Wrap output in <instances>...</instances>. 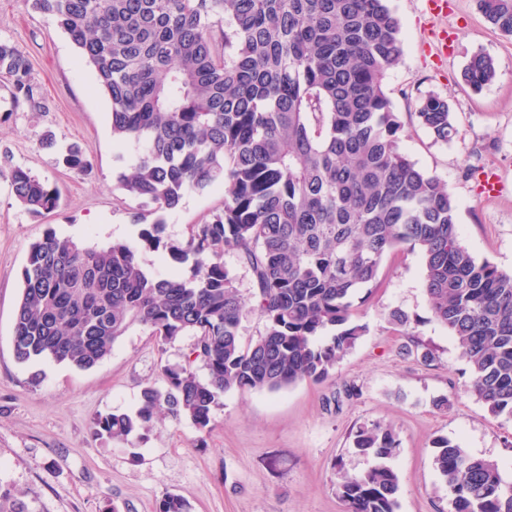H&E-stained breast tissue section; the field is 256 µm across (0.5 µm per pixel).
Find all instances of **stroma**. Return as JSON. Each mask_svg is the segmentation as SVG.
I'll list each match as a JSON object with an SVG mask.
<instances>
[{"mask_svg": "<svg viewBox=\"0 0 512 512\" xmlns=\"http://www.w3.org/2000/svg\"><path fill=\"white\" fill-rule=\"evenodd\" d=\"M402 23L404 56L386 78V92L405 127L403 152L447 183L458 202L465 247L480 260L512 272V36L493 29L476 0H448L446 13H427L425 0H391ZM448 49L439 52V38ZM0 39L31 65L46 102L42 111L12 109L0 98V491L26 512H157L169 494L191 512H344L336 471H367L349 433L365 421L390 425L398 448L390 460L400 479L398 512H450L448 491L433 463L436 438L472 456L497 460L512 483V421L493 416L467 390L469 368L453 338L430 314L418 252L404 248L383 261L379 283L354 297L366 331L337 364L334 381L302 382L277 393H224L207 433L189 421L158 415L143 438L101 439L93 421L110 411H135L142 389L160 384L161 366L184 364L193 342H157L131 328L96 367L80 370L42 360L18 362L14 312L21 271L32 243L46 231L137 249L145 271H161L159 252L141 247L116 177L136 154L117 147L111 102L67 33L36 13L28 0H0ZM492 57L497 78L475 93L461 80L470 58ZM447 97L457 135L434 141L416 112L429 93ZM76 144L89 163L66 169L60 151ZM30 169L59 193L57 208L33 214L14 199L7 171ZM492 171L501 193L486 196L480 173ZM224 204V187L188 193L165 215L167 236L182 239ZM409 317L396 331L388 315ZM433 350L424 364L416 345ZM448 404L437 407L438 398Z\"/></svg>", "mask_w": 512, "mask_h": 512, "instance_id": "stroma-1", "label": "stroma"}]
</instances>
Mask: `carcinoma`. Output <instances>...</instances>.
Masks as SVG:
<instances>
[{"label": "carcinoma", "instance_id": "carcinoma-1", "mask_svg": "<svg viewBox=\"0 0 512 512\" xmlns=\"http://www.w3.org/2000/svg\"><path fill=\"white\" fill-rule=\"evenodd\" d=\"M54 17L111 102L112 139L144 145L122 194L139 203L143 247L162 251L166 274L145 272L123 242L90 246L55 231L33 243L22 270L12 343L22 363L50 359L89 370L130 328L163 344L193 338L191 364L164 365L165 386L148 385L135 412L98 415L94 433L128 442L165 413L208 431L226 392L276 393L323 383L365 327L355 289L372 286L384 258L419 252L433 319L465 359L468 390L512 419V273L477 260L462 244L458 203L438 176L401 149L404 125L385 89L403 57L390 0H29ZM486 21L512 36V0H477ZM29 60L0 39V74L13 108L42 105ZM493 58L476 54L462 71L475 93L493 83ZM419 124L437 141L457 134L448 99L427 95ZM64 167L83 172L79 147ZM16 202L41 214L56 192L14 166ZM224 184V206L183 239L165 236L159 213L191 191ZM233 250L253 288L240 294L224 267ZM193 260V274L176 267ZM264 322L241 342L244 311ZM358 452L379 461L338 469L345 512H397L399 477L386 460L398 447L381 422L351 432ZM434 466L451 512H512V485L493 459L476 458L446 437ZM158 512H190L168 495Z\"/></svg>", "mask_w": 512, "mask_h": 512}]
</instances>
